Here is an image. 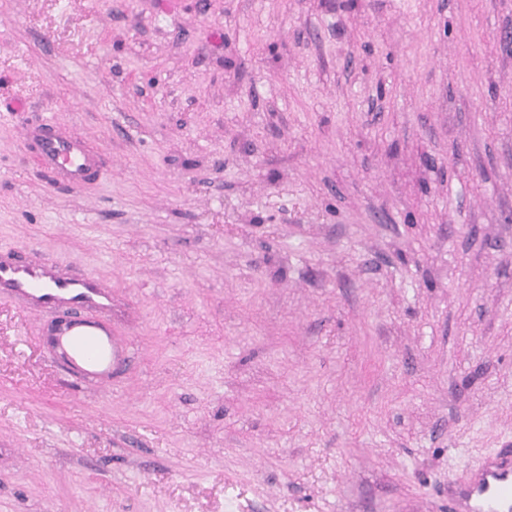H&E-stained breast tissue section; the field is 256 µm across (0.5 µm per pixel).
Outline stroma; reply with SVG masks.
<instances>
[{
  "instance_id": "35a3bbf8",
  "label": "stroma",
  "mask_w": 512,
  "mask_h": 512,
  "mask_svg": "<svg viewBox=\"0 0 512 512\" xmlns=\"http://www.w3.org/2000/svg\"><path fill=\"white\" fill-rule=\"evenodd\" d=\"M1 245L137 361L0 300V512H448L512 446V0H0ZM35 143L41 168L56 180L73 187L91 183L101 161L82 140L74 138L51 124L32 125L25 132V141ZM0 298L32 313L52 311L57 326L39 343L73 383L111 386L134 364L112 330V289L35 253L0 247Z\"/></svg>"
}]
</instances>
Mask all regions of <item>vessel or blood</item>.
<instances>
[{
    "label": "vessel or blood",
    "instance_id": "obj_1",
    "mask_svg": "<svg viewBox=\"0 0 512 512\" xmlns=\"http://www.w3.org/2000/svg\"><path fill=\"white\" fill-rule=\"evenodd\" d=\"M42 169L74 187L91 183L101 161L82 140L40 123L25 132ZM0 298L30 312H54L57 325L39 342L70 381L111 386L134 358L112 328V290L34 253L0 247ZM454 512H512V457L473 461L454 492Z\"/></svg>",
    "mask_w": 512,
    "mask_h": 512
}]
</instances>
